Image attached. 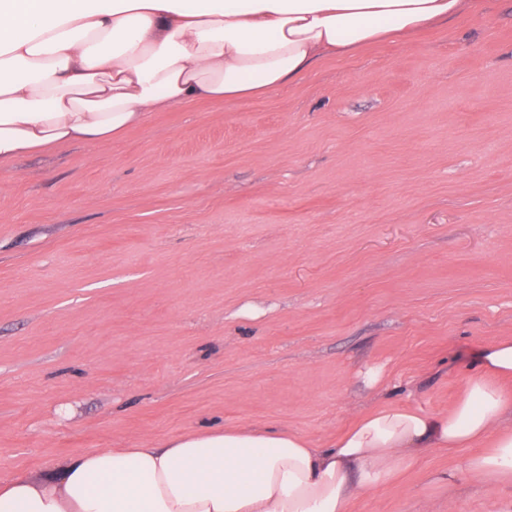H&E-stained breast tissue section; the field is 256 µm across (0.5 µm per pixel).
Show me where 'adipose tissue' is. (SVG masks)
Returning <instances> with one entry per match:
<instances>
[{
  "label": "adipose tissue",
  "mask_w": 512,
  "mask_h": 512,
  "mask_svg": "<svg viewBox=\"0 0 512 512\" xmlns=\"http://www.w3.org/2000/svg\"><path fill=\"white\" fill-rule=\"evenodd\" d=\"M471 0H0V168L97 149L153 113L271 93L316 62L402 38ZM512 340L445 412L367 413L328 448L254 428L114 448L0 481V512H349L430 449L490 441L468 472L512 483Z\"/></svg>",
  "instance_id": "ef3b65f1"
}]
</instances>
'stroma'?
I'll return each mask as SVG.
<instances>
[{"mask_svg": "<svg viewBox=\"0 0 512 512\" xmlns=\"http://www.w3.org/2000/svg\"><path fill=\"white\" fill-rule=\"evenodd\" d=\"M507 338L512 0L0 170V480L215 428L326 448L448 410ZM480 452L350 512H512Z\"/></svg>", "mask_w": 512, "mask_h": 512, "instance_id": "obj_1", "label": "stroma"}]
</instances>
